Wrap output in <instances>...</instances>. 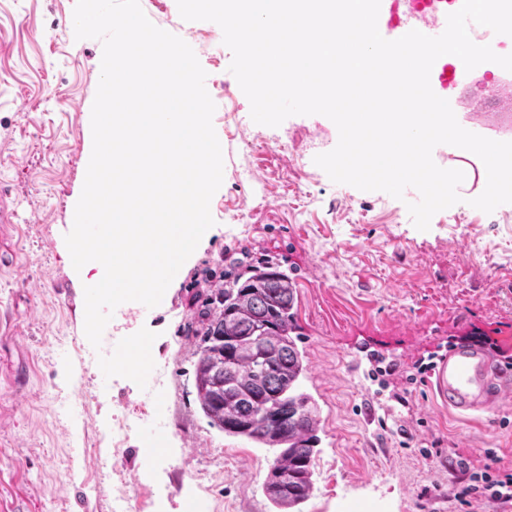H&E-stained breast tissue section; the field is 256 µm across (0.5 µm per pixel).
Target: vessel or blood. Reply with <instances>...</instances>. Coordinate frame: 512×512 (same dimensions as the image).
I'll use <instances>...</instances> for the list:
<instances>
[{"instance_id":"obj_1","label":"vessel or blood","mask_w":512,"mask_h":512,"mask_svg":"<svg viewBox=\"0 0 512 512\" xmlns=\"http://www.w3.org/2000/svg\"><path fill=\"white\" fill-rule=\"evenodd\" d=\"M394 2L381 0L378 16L379 32L389 40L409 31L406 23L393 20ZM432 376L436 396L459 418L498 411L512 398V369L475 343H459L439 357Z\"/></svg>"}]
</instances>
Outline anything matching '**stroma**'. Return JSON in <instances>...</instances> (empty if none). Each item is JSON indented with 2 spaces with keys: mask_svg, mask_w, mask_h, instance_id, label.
Instances as JSON below:
<instances>
[{
  "mask_svg": "<svg viewBox=\"0 0 512 512\" xmlns=\"http://www.w3.org/2000/svg\"><path fill=\"white\" fill-rule=\"evenodd\" d=\"M76 0H0V512H276L264 492L276 452L211 425L195 389L202 313L240 264L277 263L296 288L303 391L320 423L314 489L300 512H454L455 456L494 449L512 466V401L461 420L404 373L472 326L512 347V203L485 213L478 157L461 203L415 228L403 201L334 183L316 155L338 130L322 115L256 125L221 28L186 21L177 0H140L205 70L223 182L215 224L161 303L116 308L100 348L84 332L86 281L65 243L92 151L103 46L76 39ZM482 69L449 86L466 129L512 139V100ZM286 139L291 161L262 140ZM151 343L141 372L114 356ZM396 361L408 406L372 373ZM410 439L402 441L399 432ZM440 441L441 457L424 448Z\"/></svg>",
  "mask_w": 512,
  "mask_h": 512,
  "instance_id": "35a3bbf8",
  "label": "stroma"
}]
</instances>
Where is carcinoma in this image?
Wrapping results in <instances>:
<instances>
[{
  "mask_svg": "<svg viewBox=\"0 0 512 512\" xmlns=\"http://www.w3.org/2000/svg\"><path fill=\"white\" fill-rule=\"evenodd\" d=\"M296 288L272 264L237 274L205 312L195 382L211 424L277 448L264 490L282 512L309 497L318 410L300 391L305 371L293 334Z\"/></svg>",
  "mask_w": 512,
  "mask_h": 512,
  "instance_id": "cac0c4a2",
  "label": "carcinoma"
}]
</instances>
